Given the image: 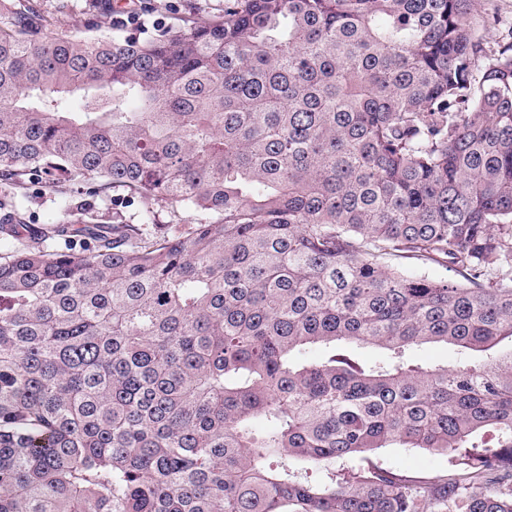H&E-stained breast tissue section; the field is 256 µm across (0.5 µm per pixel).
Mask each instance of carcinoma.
Masks as SVG:
<instances>
[{"instance_id":"1","label":"carcinoma","mask_w":512,"mask_h":512,"mask_svg":"<svg viewBox=\"0 0 512 512\" xmlns=\"http://www.w3.org/2000/svg\"><path fill=\"white\" fill-rule=\"evenodd\" d=\"M473 2L225 0L144 38L0 3V512H512V32ZM89 180L137 221L70 222ZM393 445L450 468H333ZM19 196L26 208L28 223L50 224L59 218V200L44 187L40 179L30 181ZM395 263L406 265V268L415 272H426L430 276L445 278L457 283H465L462 275L456 269L447 263H427L421 264L412 259L394 260ZM415 357L427 364H445L453 366L459 362L460 359L470 357L471 354L467 351H462L460 348L453 345L446 344H424L414 350Z\"/></svg>"}]
</instances>
